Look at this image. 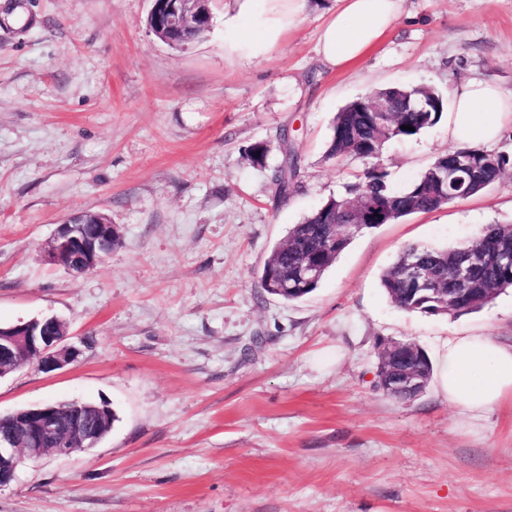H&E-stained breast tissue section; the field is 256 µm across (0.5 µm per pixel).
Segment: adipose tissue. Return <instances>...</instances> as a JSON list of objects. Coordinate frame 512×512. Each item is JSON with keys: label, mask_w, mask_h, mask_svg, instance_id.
Segmentation results:
<instances>
[{"label": "adipose tissue", "mask_w": 512, "mask_h": 512, "mask_svg": "<svg viewBox=\"0 0 512 512\" xmlns=\"http://www.w3.org/2000/svg\"><path fill=\"white\" fill-rule=\"evenodd\" d=\"M404 0H338L334 19L325 23L316 54L333 71L362 58L394 29ZM512 124V95L498 86L471 80L452 93L448 140L475 146L493 144L503 124ZM436 380L449 405L462 415L480 417L512 398V345L482 332L447 339L437 358Z\"/></svg>", "instance_id": "adipose-tissue-1"}]
</instances>
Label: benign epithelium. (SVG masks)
<instances>
[{
  "label": "benign epithelium",
  "instance_id": "benign-epithelium-1",
  "mask_svg": "<svg viewBox=\"0 0 512 512\" xmlns=\"http://www.w3.org/2000/svg\"><path fill=\"white\" fill-rule=\"evenodd\" d=\"M208 0H152L148 28L156 36L172 43L187 18L196 16L201 29H211ZM366 112L395 111L389 97H371L364 104ZM112 222L100 214L75 216L57 227L46 258L65 266L75 274H85L112 249ZM78 355V348L68 342L64 324L54 318L31 320L14 326H0V378L19 369L29 358H36L44 371L61 369ZM382 388L394 393H416L420 378L410 375H386L379 379ZM10 427L0 430V488L10 485L20 465L36 461L45 453L69 455L77 448H90L101 438L99 420L81 411L68 413L55 405L28 408L7 416L0 422Z\"/></svg>",
  "mask_w": 512,
  "mask_h": 512
}]
</instances>
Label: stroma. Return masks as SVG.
Listing matches in <instances>:
<instances>
[{
	"mask_svg": "<svg viewBox=\"0 0 512 512\" xmlns=\"http://www.w3.org/2000/svg\"><path fill=\"white\" fill-rule=\"evenodd\" d=\"M151 0H0V325L54 316L78 357L0 378V415L106 402L98 445L27 462L0 512H512V401L472 419L435 385L397 400L376 387L380 340L436 357L482 331L512 343V291L431 318L395 307L382 273L409 244H464L512 222V174L483 193L356 236L317 289L289 302L258 274L292 225L345 195L364 165L326 159L348 102L391 86L441 93L470 79L512 93V0H405L399 24L353 67L315 51L336 0L246 58L229 21L261 35V3L212 0L200 41L170 47ZM287 130L294 188L274 199ZM448 124L388 143L395 188L447 151ZM106 215L119 244L76 275L44 250L58 224Z\"/></svg>",
	"mask_w": 512,
	"mask_h": 512,
	"instance_id": "obj_1",
	"label": "stroma"
}]
</instances>
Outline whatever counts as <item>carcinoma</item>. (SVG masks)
I'll use <instances>...</instances> for the list:
<instances>
[{
	"mask_svg": "<svg viewBox=\"0 0 512 512\" xmlns=\"http://www.w3.org/2000/svg\"><path fill=\"white\" fill-rule=\"evenodd\" d=\"M402 109L387 115V135L380 137V115L362 111L360 97L343 107L332 124L327 158L358 159L364 169L347 186V195L331 197L293 225L277 243L262 270L259 283L264 292L287 301H298L316 290L339 254L359 234L382 224L399 221L414 214L431 213L456 199L480 194L512 168V158L482 148L456 147L439 154L403 189H394L381 163L385 144L410 140L434 126L445 112V98L428 88L427 111H419L417 93H402L394 87ZM409 125L413 130H404ZM283 159L271 171L275 197L285 200L296 175L288 165V143L280 134ZM270 142L256 141L244 150V159L254 168L267 167ZM479 255L465 282L452 277L453 269L469 253ZM512 253V224H488L469 242L454 248H429L408 245L387 268L381 285L387 297L399 309L429 317H460L481 310L512 288V265L506 256ZM397 367L428 382L433 365L418 345L397 360L377 365L378 374Z\"/></svg>",
	"mask_w": 512,
	"mask_h": 512,
	"instance_id": "1",
	"label": "carcinoma"
}]
</instances>
